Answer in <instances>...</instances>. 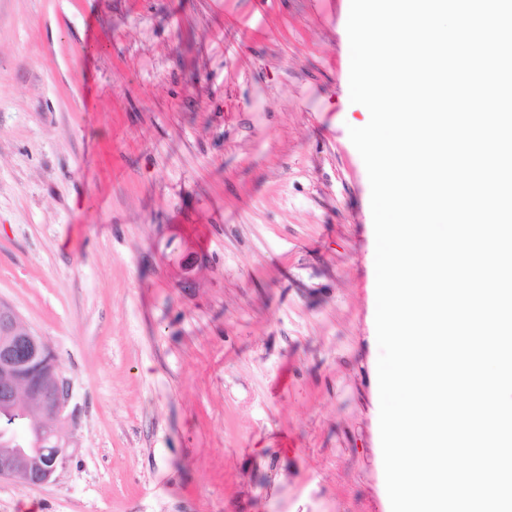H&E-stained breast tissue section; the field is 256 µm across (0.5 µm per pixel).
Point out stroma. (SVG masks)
Listing matches in <instances>:
<instances>
[{"label": "stroma", "instance_id": "obj_1", "mask_svg": "<svg viewBox=\"0 0 512 512\" xmlns=\"http://www.w3.org/2000/svg\"><path fill=\"white\" fill-rule=\"evenodd\" d=\"M350 0H0V299L61 354L0 512H387Z\"/></svg>", "mask_w": 512, "mask_h": 512}]
</instances>
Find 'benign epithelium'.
<instances>
[{
    "mask_svg": "<svg viewBox=\"0 0 512 512\" xmlns=\"http://www.w3.org/2000/svg\"><path fill=\"white\" fill-rule=\"evenodd\" d=\"M71 398L56 350L0 300V480L41 486L65 465L59 425Z\"/></svg>",
    "mask_w": 512,
    "mask_h": 512,
    "instance_id": "1",
    "label": "benign epithelium"
}]
</instances>
